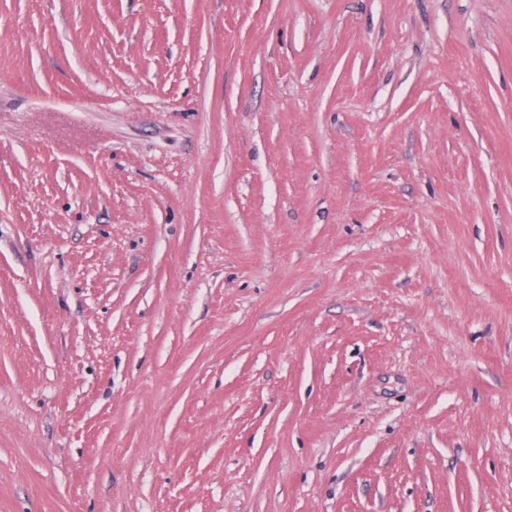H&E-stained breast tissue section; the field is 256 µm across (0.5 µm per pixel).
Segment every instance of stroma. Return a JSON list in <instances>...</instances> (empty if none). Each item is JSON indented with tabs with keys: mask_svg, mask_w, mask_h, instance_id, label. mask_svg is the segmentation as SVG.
I'll use <instances>...</instances> for the list:
<instances>
[{
	"mask_svg": "<svg viewBox=\"0 0 512 512\" xmlns=\"http://www.w3.org/2000/svg\"><path fill=\"white\" fill-rule=\"evenodd\" d=\"M0 512H512V0H0Z\"/></svg>",
	"mask_w": 512,
	"mask_h": 512,
	"instance_id": "1",
	"label": "stroma"
}]
</instances>
